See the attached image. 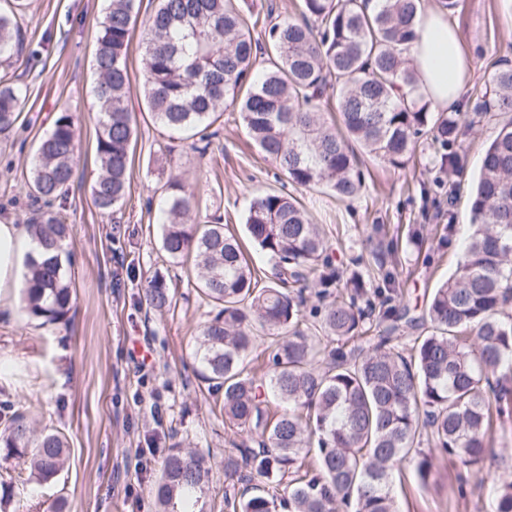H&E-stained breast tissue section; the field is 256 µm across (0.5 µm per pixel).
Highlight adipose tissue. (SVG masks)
Instances as JSON below:
<instances>
[{"label": "adipose tissue", "instance_id": "1", "mask_svg": "<svg viewBox=\"0 0 512 512\" xmlns=\"http://www.w3.org/2000/svg\"><path fill=\"white\" fill-rule=\"evenodd\" d=\"M445 15L440 6L422 11L417 37L405 51L421 93L436 112L458 108L469 77L460 38ZM43 257L36 239L18 225L0 220V296L21 288L29 259Z\"/></svg>", "mask_w": 512, "mask_h": 512}]
</instances>
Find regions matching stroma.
Listing matches in <instances>:
<instances>
[{
    "instance_id": "obj_1",
    "label": "stroma",
    "mask_w": 512,
    "mask_h": 512,
    "mask_svg": "<svg viewBox=\"0 0 512 512\" xmlns=\"http://www.w3.org/2000/svg\"><path fill=\"white\" fill-rule=\"evenodd\" d=\"M26 3L31 56L13 78L26 87L27 102L13 128L0 134V219L23 224L32 216L28 177L36 144L61 113L74 114L76 178L54 207L70 226L75 312L69 321L44 323L24 317L16 305L0 306V413L22 412L36 430H59L70 455L44 484L25 480L17 459L0 453V482L14 483L0 512H53L59 498L65 512H155L149 490L177 442L214 461L206 512H231L224 497L238 488L224 474V455L244 436L225 429L216 396L195 372L193 338L209 307L187 265L166 257L157 214L164 185L175 178L194 196L192 221L223 222L244 234L249 204L276 187L277 167L264 159L233 109L220 113L213 125L218 135L203 157L153 122L140 95L143 30L153 6L141 0L128 56L137 123L129 188L120 210L100 211L90 194L99 173L94 50L108 0ZM447 21L468 59L469 100L484 92L502 61L512 62V0H460ZM494 134L491 125L467 132L468 176L457 181L453 195L438 188L439 164L429 148L403 169L361 156L364 186L348 201L320 186L290 192L312 223L323 225L340 268L351 267L374 234L397 240L401 302L418 316L462 255L458 248L436 253L430 230L452 219L468 235L473 180ZM411 227L424 228L421 247L407 243ZM156 274L175 293L162 313L144 299ZM433 462L425 481L416 461L404 463L393 486L401 512H489L488 473H467L440 454Z\"/></svg>"
}]
</instances>
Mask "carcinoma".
<instances>
[{
    "label": "carcinoma",
    "instance_id": "carcinoma-1",
    "mask_svg": "<svg viewBox=\"0 0 512 512\" xmlns=\"http://www.w3.org/2000/svg\"><path fill=\"white\" fill-rule=\"evenodd\" d=\"M94 56L98 76L94 205H123L129 188L135 119L127 64L137 0H109ZM303 0L302 19L264 28L267 66L251 79L259 42L233 0H157L143 38V97L155 123L188 137L217 112H239L250 139L288 182L322 184L340 200L363 185L352 144L395 168L423 144L440 168L463 174L457 151L465 130L493 124L470 200L471 233L463 260L434 291L420 317L398 303L401 281L391 270L365 278L332 265L320 225L292 195H256L245 216L251 241L274 265L259 285L242 243L224 224L190 223L184 186L165 185L162 249L172 260L195 259L198 281L214 314L194 337L200 378L223 391L224 424L247 443L224 456V474L243 483L224 497L232 512H400L392 488L401 465L419 457L424 479L432 445L465 468L495 460V422L512 420V66L498 69L470 112H432L416 93L404 57L415 37L421 0ZM24 0L0 4V133L10 130L26 93L8 76L23 52ZM336 94V119L319 101ZM77 126L65 112L39 141L30 172L34 201L27 223L50 256L34 264L20 289L29 316L58 322L72 310L70 226L52 209L74 177ZM453 215L437 251L456 246ZM346 294L332 297V289ZM318 304L306 307L303 292ZM145 300L162 313L173 294L156 277ZM320 331L325 338L308 335ZM413 333L412 345L399 340ZM270 350L263 378L247 373L249 355ZM0 448L24 459L48 482L69 448L63 436H34L24 415L0 421ZM315 452L317 468L306 465ZM204 454L175 444L152 488L157 512H204L211 482ZM289 477L288 498L271 490ZM491 512H512V475L493 479Z\"/></svg>",
    "mask_w": 512,
    "mask_h": 512
}]
</instances>
